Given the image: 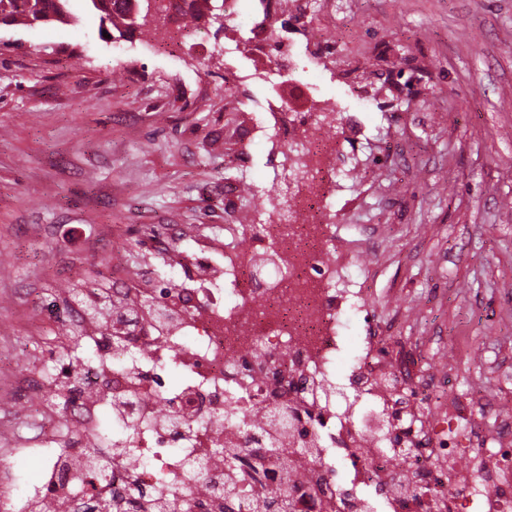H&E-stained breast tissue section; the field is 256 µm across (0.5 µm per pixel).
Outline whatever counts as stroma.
I'll return each mask as SVG.
<instances>
[{
    "mask_svg": "<svg viewBox=\"0 0 512 512\" xmlns=\"http://www.w3.org/2000/svg\"><path fill=\"white\" fill-rule=\"evenodd\" d=\"M70 10L0 25V454L43 426L16 384L54 372L49 300L187 282L160 241L191 252L273 218L262 128L286 100L327 103L360 133L335 225L366 247L336 287L369 288L394 362L512 409V0H308L310 28L279 0L293 72L248 50L246 26L169 11L106 36L87 0ZM338 29L348 46L319 49Z\"/></svg>",
    "mask_w": 512,
    "mask_h": 512,
    "instance_id": "35a3bbf8",
    "label": "stroma"
}]
</instances>
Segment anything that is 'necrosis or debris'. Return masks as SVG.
Here are the masks:
<instances>
[{
    "label": "necrosis or debris",
    "mask_w": 512,
    "mask_h": 512,
    "mask_svg": "<svg viewBox=\"0 0 512 512\" xmlns=\"http://www.w3.org/2000/svg\"><path fill=\"white\" fill-rule=\"evenodd\" d=\"M267 123L276 142L301 145L279 161L288 221L243 233L227 226L247 239L246 259L229 248L220 266L177 254V262L194 264L199 287L156 282L147 291L153 313L127 334L97 327L87 310L97 293L69 302L61 341L50 350L54 375H27L23 390L46 422L66 409L75 447L40 470L29 500L0 486V512H97L103 504L125 512L131 502L156 512L171 493L187 512H224V462L213 451L228 441L247 445L224 413L276 405L300 416L285 436L289 464L308 489L295 512H512V415L494 401L478 408L452 399L447 427H437L422 401L433 383L405 386L407 371L392 364L365 290L332 285L337 260L352 257L328 222L338 192L332 175L355 142L350 130L312 107L274 108ZM349 311L360 315L363 335H348ZM74 346L93 352L79 374L68 357ZM174 366L188 378L177 390L168 386ZM346 369L360 380L354 402L334 397ZM103 409L129 433L86 451ZM478 411L499 426L478 436L464 467L459 430ZM192 459L206 461L209 493L196 491ZM66 471L82 478L79 491L62 492Z\"/></svg>",
    "instance_id": "necrosis-or-debris-1"
}]
</instances>
